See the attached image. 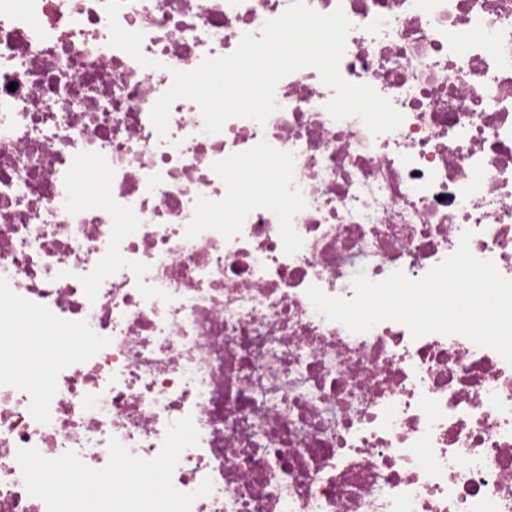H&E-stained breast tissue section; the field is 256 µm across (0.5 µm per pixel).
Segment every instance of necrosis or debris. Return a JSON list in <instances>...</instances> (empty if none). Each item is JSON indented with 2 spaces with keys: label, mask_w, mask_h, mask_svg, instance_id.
I'll return each mask as SVG.
<instances>
[{
  "label": "necrosis or debris",
  "mask_w": 512,
  "mask_h": 512,
  "mask_svg": "<svg viewBox=\"0 0 512 512\" xmlns=\"http://www.w3.org/2000/svg\"><path fill=\"white\" fill-rule=\"evenodd\" d=\"M292 0H0V512H47L19 449L99 469L192 416L191 512H512V365L461 335L363 334L306 295L423 277L471 231L512 279V0H306L352 28L341 76L404 120L332 119L306 67L265 123L150 111ZM72 336V356L33 344Z\"/></svg>",
  "instance_id": "necrosis-or-debris-1"
}]
</instances>
